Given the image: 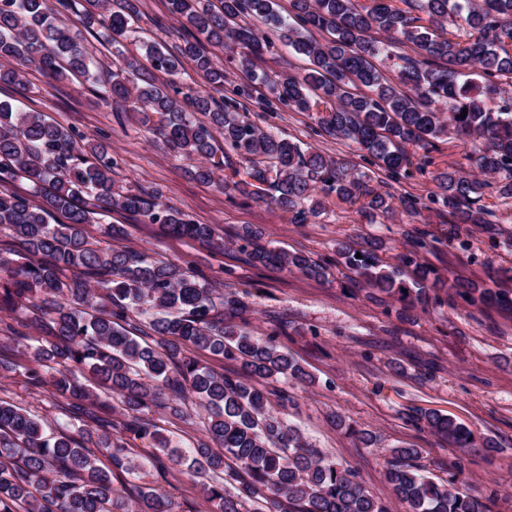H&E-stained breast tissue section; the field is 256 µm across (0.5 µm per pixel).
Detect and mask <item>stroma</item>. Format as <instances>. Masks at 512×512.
<instances>
[{"instance_id": "stroma-1", "label": "stroma", "mask_w": 512, "mask_h": 512, "mask_svg": "<svg viewBox=\"0 0 512 512\" xmlns=\"http://www.w3.org/2000/svg\"><path fill=\"white\" fill-rule=\"evenodd\" d=\"M140 10L137 29L125 42L130 54L144 57L148 40L166 46L178 42L182 30L167 0H140ZM247 83L255 94L243 107L251 121L274 126L282 135L327 154L361 162L354 144L316 132L309 113L280 105L271 115L260 109L255 99L264 94L263 84L236 65H227V86ZM0 100L44 113L86 141L109 144L116 162V190H160L170 206L196 223L216 225L225 241L221 249L172 238L158 225L115 211L112 221L124 225L126 234L112 246L194 266L215 284L238 293L246 304L239 321L251 334L271 333L274 317L285 318L286 332L277 341L310 376L309 381L289 385L296 399L288 410L290 422L313 445L355 469L370 494L391 512H404L385 478L389 451L398 447L419 449L418 463L426 474L488 499L491 512H512V312L484 313L459 302L452 308L433 304L405 319L400 315L402 302L353 286L344 268H330L322 280L310 279L272 266H253L238 245L245 228L257 227L261 245L332 260L337 241L356 245L371 233L384 237L390 246L386 257L392 260L405 252L409 227L439 237L447 233L435 210H422L413 219L399 210L383 223L365 224L352 209L334 206L327 216L294 224L287 213L263 201L232 202L214 184L193 178L192 161L171 151L141 124L138 113L103 103L82 78L58 82L32 69L24 84L0 85ZM438 145L432 172H418L397 183L380 182L377 190L429 198L435 189L433 172L465 165L474 150L472 139L455 133ZM469 243V251L444 246L424 259L441 274L470 280L498 272L512 289V246L504 236L474 226ZM429 411L467 426L474 446L457 448L418 424V416ZM336 413L355 428L372 432L376 447H361L353 436L336 429L331 423ZM487 439L494 449L483 448ZM144 480L173 493L186 512H208L199 485L186 475L151 469Z\"/></svg>"}]
</instances>
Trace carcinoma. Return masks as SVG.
Returning <instances> with one entry per match:
<instances>
[{"instance_id": "cac0c4a2", "label": "carcinoma", "mask_w": 512, "mask_h": 512, "mask_svg": "<svg viewBox=\"0 0 512 512\" xmlns=\"http://www.w3.org/2000/svg\"><path fill=\"white\" fill-rule=\"evenodd\" d=\"M80 1L89 5L82 25L103 30L117 61L97 88L100 98L141 113L174 152L199 161V180L230 199L272 204L293 224L322 217L330 197L375 224L393 216V195L371 186L372 170L239 112L240 99L253 98L250 86L226 94L224 65L195 34L246 71L278 43L304 56V73L264 79L261 103L314 113L321 132L356 144L389 181L411 176L419 151L416 170L424 171L449 130L471 138L469 169L433 177L430 202L440 205L448 235L413 228L396 264L385 260L379 239L359 250L342 242L337 263L408 309L459 299L480 310L512 309L511 290L443 277L422 261L441 246L467 250L470 224L494 230L484 189L512 200V0H291L285 15L275 0H168L187 35L170 47L146 43L151 69L174 77L189 66L219 100L187 83L158 84L126 54L139 0H0V83L19 84L32 68L56 81L78 74L98 83L97 59L57 18ZM198 112L209 123L196 121ZM114 165L105 145L0 102V183L30 187L25 195L0 191V229L10 231L0 251V310L16 319L0 323V341L24 346L26 357L0 358V373L29 391L51 386L62 419L48 433L41 418L0 397V512H184L171 494L137 484L149 467L197 481L209 512H390L355 470L312 447L283 417L295 405L288 380L308 377L275 343L286 322L270 338L251 335L233 322L240 301L191 266L102 246L125 235L106 221L116 208L176 237L223 246L215 225L190 220L161 195L116 191ZM90 224L98 236L88 233ZM248 258L327 275L311 257L280 248L257 246ZM189 347L240 363L242 374L202 364L186 354ZM199 408L216 447L162 435L164 416L192 424ZM417 421L459 448L474 446L471 431L449 415L425 412ZM138 441L152 452L135 453ZM418 458V449L401 447L386 462L405 512H489L455 483L423 474Z\"/></svg>"}]
</instances>
